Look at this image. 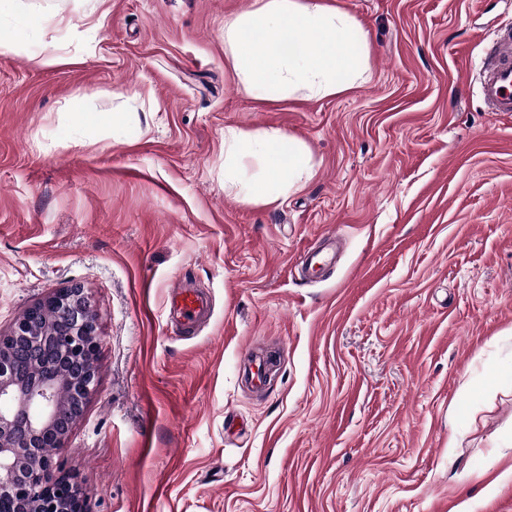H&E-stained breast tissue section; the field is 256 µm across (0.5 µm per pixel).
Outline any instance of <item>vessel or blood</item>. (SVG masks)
I'll return each instance as SVG.
<instances>
[{"label": "vessel or blood", "mask_w": 512, "mask_h": 512, "mask_svg": "<svg viewBox=\"0 0 512 512\" xmlns=\"http://www.w3.org/2000/svg\"><path fill=\"white\" fill-rule=\"evenodd\" d=\"M481 94L489 109L512 112V35L500 36L493 44L480 72ZM170 311L183 328L196 327L208 317L210 300L193 288L176 289L169 301Z\"/></svg>", "instance_id": "obj_1"}]
</instances>
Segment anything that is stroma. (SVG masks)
I'll return each instance as SVG.
<instances>
[{
	"label": "stroma",
	"instance_id": "obj_1",
	"mask_svg": "<svg viewBox=\"0 0 512 512\" xmlns=\"http://www.w3.org/2000/svg\"><path fill=\"white\" fill-rule=\"evenodd\" d=\"M23 2L0 334L73 284L96 311L97 386L56 452L91 512H512V479L483 490L493 445L512 458V115L479 83L512 0H325L365 31L369 79L270 101L224 49L255 0ZM229 126L300 140L312 178L240 202ZM339 224L335 265L300 277ZM181 284L212 301L192 334L166 316ZM248 351L279 355L263 389Z\"/></svg>",
	"mask_w": 512,
	"mask_h": 512
}]
</instances>
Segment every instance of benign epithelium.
Returning <instances> with one entry per match:
<instances>
[{
    "label": "benign epithelium",
    "mask_w": 512,
    "mask_h": 512,
    "mask_svg": "<svg viewBox=\"0 0 512 512\" xmlns=\"http://www.w3.org/2000/svg\"><path fill=\"white\" fill-rule=\"evenodd\" d=\"M99 334L79 285L30 306L0 336V512H90L53 457L74 421L62 408L94 390Z\"/></svg>",
    "instance_id": "benign-epithelium-1"
}]
</instances>
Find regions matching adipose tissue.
<instances>
[{"label":"adipose tissue","mask_w":512,"mask_h":512,"mask_svg":"<svg viewBox=\"0 0 512 512\" xmlns=\"http://www.w3.org/2000/svg\"><path fill=\"white\" fill-rule=\"evenodd\" d=\"M365 34L348 14L323 0H257L224 22L225 52L242 91L271 100L301 91L322 98L360 85L369 71ZM262 163L259 178L243 162ZM314 164L297 139L280 131L224 130V188L240 201L270 204L300 189Z\"/></svg>","instance_id":"obj_1"}]
</instances>
